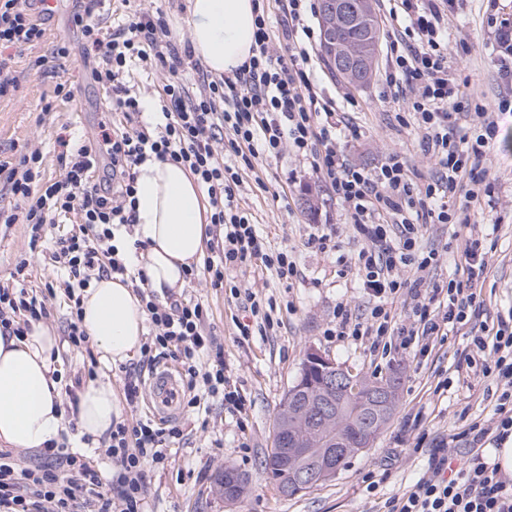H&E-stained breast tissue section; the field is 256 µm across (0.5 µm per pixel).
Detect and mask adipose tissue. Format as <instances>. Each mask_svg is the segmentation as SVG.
<instances>
[{
    "mask_svg": "<svg viewBox=\"0 0 512 512\" xmlns=\"http://www.w3.org/2000/svg\"><path fill=\"white\" fill-rule=\"evenodd\" d=\"M255 0H190L186 21L192 50L207 70L221 76L241 67L254 54ZM136 221L119 244L136 249V265L157 294L180 291L185 269L203 252L204 225L210 214L200 184L182 165L155 158L137 168ZM82 325L104 366L139 354L147 315L131 281L121 276L93 281L83 295ZM59 342L37 323L23 337L0 335V444L8 448H44L59 439L64 410L55 379ZM123 408L110 381L89 382L78 395L80 431L104 436L122 420Z\"/></svg>",
    "mask_w": 512,
    "mask_h": 512,
    "instance_id": "obj_1",
    "label": "adipose tissue"
}]
</instances>
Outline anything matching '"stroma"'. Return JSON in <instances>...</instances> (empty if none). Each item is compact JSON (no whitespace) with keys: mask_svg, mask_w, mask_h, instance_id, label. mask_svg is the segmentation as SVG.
<instances>
[{"mask_svg":"<svg viewBox=\"0 0 512 512\" xmlns=\"http://www.w3.org/2000/svg\"><path fill=\"white\" fill-rule=\"evenodd\" d=\"M189 0H114L104 23L118 26L137 10L161 11L173 37L187 42ZM78 0H55L46 16L45 43L19 52L15 59L22 72L14 97L0 100V157H9L16 146L41 148L47 177L62 172L58 161V136L93 140L107 100L84 64L82 38L72 16ZM512 18V0H454L448 14V68L461 80L462 105L471 110L491 107L500 100L512 102V81L503 79L494 49L493 19ZM71 48L68 59L56 62L52 75H37L28 64L48 54L56 43ZM315 74L326 98L337 111L351 112L358 138L349 140L348 160L369 169L381 164L391 151H398L414 169L418 180L431 179L434 171L420 150V137L401 127L396 115L408 111L410 101L384 95L382 70H375L369 84L355 89L335 77L324 62ZM70 86L74 99L56 102L51 112L41 110V100L51 97L56 84ZM491 181L490 196L472 207L470 220L489 233L483 240L493 261L483 284L488 318L512 307V113L502 115L493 149L486 162ZM240 208L250 213L272 249L293 250L300 275L293 280L256 268L235 274L241 287L272 300L276 324L266 332L242 340L236 328L243 318L229 291L199 281L186 285L185 296L210 308V330L224 350L225 373L246 398L243 416L229 413L220 401H211L207 412L180 414L184 432L171 445L167 466L154 469L148 487L149 512H380L385 500L402 494L428 468L433 439L450 440L462 431L465 420L490 419L495 404L493 378H476L458 371L460 352L467 337L450 335L434 340L428 354L412 356L398 351L382 353L368 343L331 340L324 336L336 321L339 304L353 313H363L366 299L357 286L350 262L361 247L347 224V215L330 196L308 160L284 152L274 161L256 167L244 177L238 198ZM337 230L335 249L307 247L309 235L322 234L328 226ZM467 230L453 224L429 227L424 242L442 253L432 271L434 280L462 278V251ZM44 246L30 248L23 225L0 231V280L9 279L20 259H27L31 285L44 291L56 282L57 273L46 259ZM317 348L341 367L371 378L397 374L399 403L384 431L371 447L353 457L334 480L292 497L281 496L263 470L267 448L272 445L274 420L279 404L294 380L308 348ZM58 374L62 385L80 392L91 374H108L115 390H122L125 370L117 365L104 369L92 364L87 353L60 352ZM449 389H439L444 379ZM231 464L251 478L249 493L230 505L214 490V476ZM380 480L375 492L361 482L366 472Z\"/></svg>","mask_w":512,"mask_h":512,"instance_id":"35a3bbf8","label":"stroma"}]
</instances>
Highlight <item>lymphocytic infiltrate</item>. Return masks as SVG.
Segmentation results:
<instances>
[{
	"label": "lymphocytic infiltrate",
	"mask_w": 512,
	"mask_h": 512,
	"mask_svg": "<svg viewBox=\"0 0 512 512\" xmlns=\"http://www.w3.org/2000/svg\"><path fill=\"white\" fill-rule=\"evenodd\" d=\"M107 0H96L95 7ZM284 53H276L267 12L256 17V54L248 64L220 78L199 71L198 90H191L174 45L166 41L162 18L150 11L129 16L117 29L104 26L94 9L74 13L72 21L91 60L90 76L109 92L105 120L95 141L59 137L58 178L45 176L40 148L23 146L8 161L0 160V225H26L30 246L51 237L49 259L63 279L61 295L70 312L64 340L75 351L86 350L89 337L81 325V296L90 284L133 270L114 243L119 230L135 221V168L148 158L182 164L205 189L210 208L209 239L203 272L190 269L189 282L206 276L211 287L229 289L253 319L271 324L264 302L251 289L229 280V271L258 267L290 280L299 271L291 251H269L251 214L237 197L245 173L283 151L309 160L331 195L345 206L349 224L362 246L354 261L361 288L369 297L365 312L352 314L338 305L330 336L386 340L399 349L426 354L429 339L466 330L469 343L458 365L477 377L494 378L498 395L489 423L470 422L462 432L469 448L461 459L445 454L431 458L428 472L401 495L385 500L384 512H512V477L488 463L480 444L492 438L503 445L512 438V308L497 313L495 325L482 316V285L492 255L479 239L464 250L467 276L439 284L429 273L439 253L424 249L431 224L470 228V208L489 187L486 157L495 138L500 103L463 111L459 86L448 69V0H396L392 16L400 18L384 70L392 98L413 96L402 127L421 135V146L436 179L420 183L398 152L388 153L369 170L349 164L344 156L348 137L358 129L337 115L313 77L311 49L316 32L309 23L313 0H280ZM45 30L34 17L31 0H0V49L39 45ZM152 66L165 73L159 94L163 121L154 131L139 127L141 96L127 85L126 75ZM229 160H220L217 144ZM26 262H18L9 281L0 283V331L27 335L32 324L49 319L53 306L26 286ZM149 333L139 365L126 370L124 391L129 404L139 399L143 370L169 358L180 369L190 394L188 408L202 410L212 399L242 411L245 400L224 373L223 353L212 352L210 314L202 301L170 296L161 300L140 290ZM412 297L407 319H398L394 303ZM178 420L150 418L114 424L100 442L102 457L116 469L102 476L86 455L70 451L67 442L44 450L45 465L20 466L0 452V512H146L149 470L165 465L166 450L181 438Z\"/></svg>",
	"instance_id": "lymphocytic-infiltrate-1"
}]
</instances>
